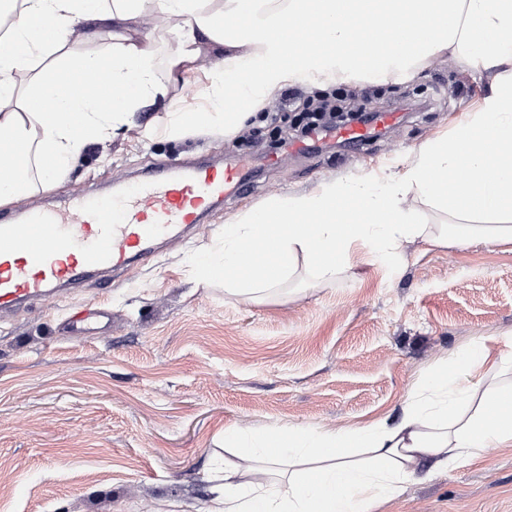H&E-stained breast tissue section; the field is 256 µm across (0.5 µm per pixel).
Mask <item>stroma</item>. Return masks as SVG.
I'll use <instances>...</instances> for the list:
<instances>
[{"label":"stroma","instance_id":"stroma-1","mask_svg":"<svg viewBox=\"0 0 512 512\" xmlns=\"http://www.w3.org/2000/svg\"><path fill=\"white\" fill-rule=\"evenodd\" d=\"M138 28L167 96L1 209L19 216L67 198L107 199L145 171L203 158L278 163L206 224L156 241L149 263L0 316V512H215L203 475L224 465L225 429L397 420L425 372L475 345L503 360L499 383L512 382V241L420 236L389 256L361 248L327 283L310 279L300 258L263 302L226 294L220 277L196 285L189 266L225 224L271 198L401 171L409 150L476 106L491 74L446 54L408 79L346 85L368 92L371 108L403 116L360 151L334 140L301 154L285 145L294 115L320 92L307 84L278 114L259 112L248 137L172 140L166 113L208 109L205 75L190 64L172 70L170 26L148 16ZM91 304L107 317L92 335H70L68 317ZM381 512H512V447L420 472Z\"/></svg>","mask_w":512,"mask_h":512}]
</instances>
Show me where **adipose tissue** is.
Wrapping results in <instances>:
<instances>
[{"mask_svg":"<svg viewBox=\"0 0 512 512\" xmlns=\"http://www.w3.org/2000/svg\"><path fill=\"white\" fill-rule=\"evenodd\" d=\"M246 8L249 30L224 29ZM147 13L176 31L175 64L218 60L205 88L210 111L169 113L174 139L217 125L234 134L290 83L381 81L445 53L495 73L478 107L409 151L399 173L277 197L225 225L223 249L191 263L199 283L220 277L227 292L263 299L300 256L316 279L331 280L357 247L385 254L426 235L406 204L411 195L452 217L448 230L460 241L512 239V0H0L10 42L0 51V204L20 199L16 177L33 186L64 173L86 141L109 139L132 112L165 96L149 46L131 36ZM306 25L320 31L318 45L295 51L288 39ZM103 26L127 32L126 42L67 49L65 32ZM384 26L398 28L399 39L360 53L367 28ZM230 86L241 101L233 112L224 109ZM493 369L485 347L467 349L422 378L393 424L225 429L231 459L211 480L214 499L224 512H378L422 469L444 471L512 446V384L479 389L466 380Z\"/></svg>","mask_w":512,"mask_h":512,"instance_id":"1","label":"adipose tissue"}]
</instances>
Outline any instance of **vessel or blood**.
Returning a JSON list of instances; mask_svg holds the SVG:
<instances>
[{
	"label": "vessel or blood",
	"instance_id": "b4317fda",
	"mask_svg": "<svg viewBox=\"0 0 512 512\" xmlns=\"http://www.w3.org/2000/svg\"><path fill=\"white\" fill-rule=\"evenodd\" d=\"M398 123L397 113L382 112L374 125L335 136L358 146ZM249 183L244 164L197 163L184 174L122 189L108 205L87 198L48 213L0 217V311L78 284L84 274L148 261L151 242L201 223L215 200L243 193Z\"/></svg>",
	"mask_w": 512,
	"mask_h": 512
}]
</instances>
